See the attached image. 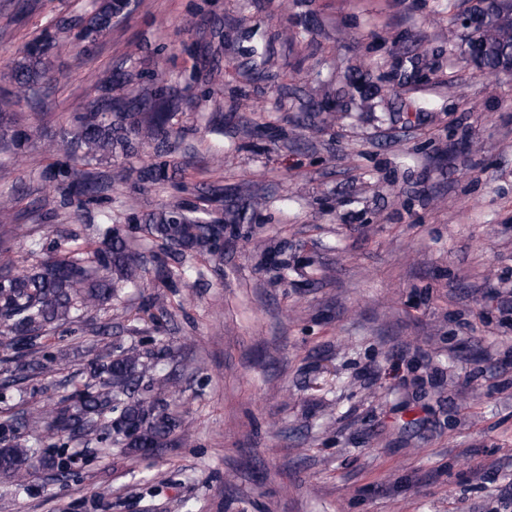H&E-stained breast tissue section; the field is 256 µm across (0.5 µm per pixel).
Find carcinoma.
I'll return each instance as SVG.
<instances>
[{
    "label": "carcinoma",
    "instance_id": "1",
    "mask_svg": "<svg viewBox=\"0 0 512 512\" xmlns=\"http://www.w3.org/2000/svg\"><path fill=\"white\" fill-rule=\"evenodd\" d=\"M133 0H91L89 9L77 16L61 17L43 27L25 46L7 79L13 90L0 96V152L17 151L28 140L17 128L16 107L22 100L47 105L45 84L54 53L67 50L72 41L84 45L120 23L131 12ZM484 23L466 35V52L473 65L485 71L512 70V0H484L480 7ZM128 80L117 70L106 80L97 98L76 97L71 102L75 124L68 129L47 131L44 144L49 152L81 154L86 165L112 157L116 150L128 153L143 143L166 147L173 132L169 115L180 107V99L164 92L149 100L129 97ZM40 177L55 184L67 202L81 208L102 190L92 171L68 166L48 167ZM107 229L102 246L87 252L79 246L53 247L55 255L18 271L12 257V242L28 237L20 223L15 199L0 197V347L18 351L34 346L46 332L77 323L83 314L112 299L119 284H143L144 269L130 250L123 229ZM223 223L206 210L174 207L152 214L133 229L160 244L173 259L188 255L221 254L215 237ZM144 353L136 346L124 348L95 370V390L62 396L35 411H0V476L24 485L34 470L65 477L67 461L56 455H42L29 444L58 439L69 442L104 444L115 437L126 447L142 454L164 448L180 427L168 412V400L179 392L169 377L145 379ZM21 375L0 380V400L11 386L42 376L48 363L22 355L7 356Z\"/></svg>",
    "mask_w": 512,
    "mask_h": 512
}]
</instances>
